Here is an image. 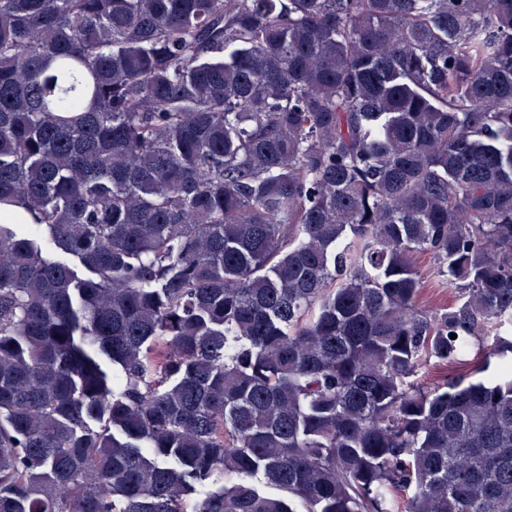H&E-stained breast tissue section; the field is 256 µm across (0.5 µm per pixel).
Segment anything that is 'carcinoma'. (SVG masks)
<instances>
[{
	"mask_svg": "<svg viewBox=\"0 0 512 512\" xmlns=\"http://www.w3.org/2000/svg\"><path fill=\"white\" fill-rule=\"evenodd\" d=\"M12 204L0 512H512V0H0ZM454 294L448 284L439 278L430 276L423 289L421 302L424 307L430 310L446 307L454 300ZM478 344V342L474 341L468 355L464 358L470 362L469 365L448 364V366H445L438 365V363H435L432 360L429 364L423 366L421 369V381L428 384H437L441 382L446 375H465L471 373L475 369L477 362L480 360L482 354H478L480 348Z\"/></svg>",
	"mask_w": 512,
	"mask_h": 512,
	"instance_id": "1",
	"label": "carcinoma"
}]
</instances>
